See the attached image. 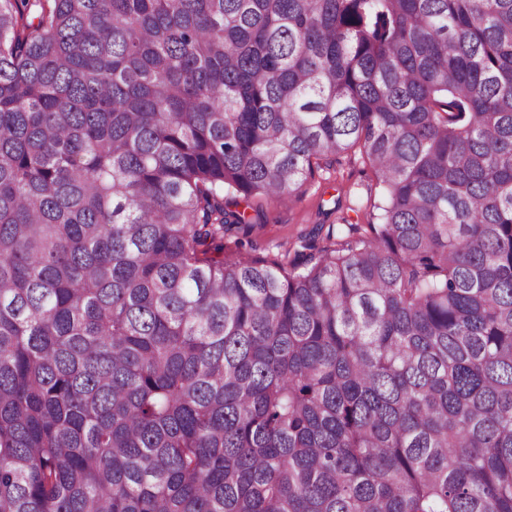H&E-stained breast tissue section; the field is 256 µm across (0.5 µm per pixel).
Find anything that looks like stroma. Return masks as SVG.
Wrapping results in <instances>:
<instances>
[{
    "label": "stroma",
    "instance_id": "obj_1",
    "mask_svg": "<svg viewBox=\"0 0 512 512\" xmlns=\"http://www.w3.org/2000/svg\"><path fill=\"white\" fill-rule=\"evenodd\" d=\"M382 189L369 164L360 155L342 159L332 167L316 168L299 188L292 204H268L246 243L236 236L224 238V254L249 260H292L301 237L312 235L316 225L374 224Z\"/></svg>",
    "mask_w": 512,
    "mask_h": 512
}]
</instances>
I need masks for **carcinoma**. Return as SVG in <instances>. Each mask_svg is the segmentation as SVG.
Here are the masks:
<instances>
[{
	"instance_id": "obj_1",
	"label": "carcinoma",
	"mask_w": 512,
	"mask_h": 512,
	"mask_svg": "<svg viewBox=\"0 0 512 512\" xmlns=\"http://www.w3.org/2000/svg\"><path fill=\"white\" fill-rule=\"evenodd\" d=\"M0 512H512V0H0ZM381 195V186L372 169L358 153L329 169L322 164L298 189L296 202L264 205V216L257 219L259 225L244 239L243 246L238 244L237 236H224V256L243 260H288L289 263L303 250L299 238L312 235L315 224H324L316 237L319 246L326 244L329 225L335 224L334 231H337L342 227L338 224H347L340 217H345L348 224H377L380 211L376 206L381 202ZM338 198L341 210L333 212L334 200ZM321 205V213H318Z\"/></svg>"
}]
</instances>
